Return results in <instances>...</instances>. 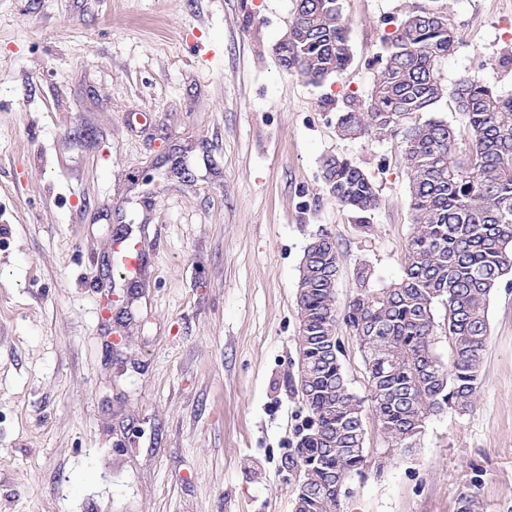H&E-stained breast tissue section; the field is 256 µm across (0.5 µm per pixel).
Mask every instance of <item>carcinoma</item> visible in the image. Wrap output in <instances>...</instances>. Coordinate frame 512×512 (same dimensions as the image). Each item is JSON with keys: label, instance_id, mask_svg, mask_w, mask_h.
I'll return each mask as SVG.
<instances>
[{"label": "carcinoma", "instance_id": "1", "mask_svg": "<svg viewBox=\"0 0 512 512\" xmlns=\"http://www.w3.org/2000/svg\"><path fill=\"white\" fill-rule=\"evenodd\" d=\"M281 67L314 83L342 73L351 61L338 0H301ZM457 33L440 11H412L383 36L384 54L370 104L338 113L346 138L384 140L398 135L412 197L414 231L401 278L371 286L373 271H356L359 288L336 308L339 262L327 234L306 247L307 269L298 297V379L309 416L298 430L288 464L302 470L314 495L300 512H339L343 483L366 463L364 406L390 445L413 448L432 415L470 410L481 385L489 336L488 301L512 275V97L461 79L447 91L436 62ZM451 97L464 125L415 117ZM469 148L456 151L459 137ZM330 196L367 227L381 200L370 180L347 159L323 163ZM445 310L448 362L435 352L436 306ZM358 337L368 394L351 389L339 358V323Z\"/></svg>", "mask_w": 512, "mask_h": 512}]
</instances>
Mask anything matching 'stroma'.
Listing matches in <instances>:
<instances>
[{"label":"stroma","mask_w":512,"mask_h":512,"mask_svg":"<svg viewBox=\"0 0 512 512\" xmlns=\"http://www.w3.org/2000/svg\"><path fill=\"white\" fill-rule=\"evenodd\" d=\"M123 3L0 0V512H293L304 250L335 240L342 308L360 264L401 277L414 231L400 139L343 138L336 114L369 102L383 36L422 7L458 34L442 82L512 97V0H340L351 62L319 84L274 51L295 0ZM331 156L372 180L370 228L330 197ZM488 319L474 406L406 452L366 418L341 512H512V284Z\"/></svg>","instance_id":"35a3bbf8"}]
</instances>
